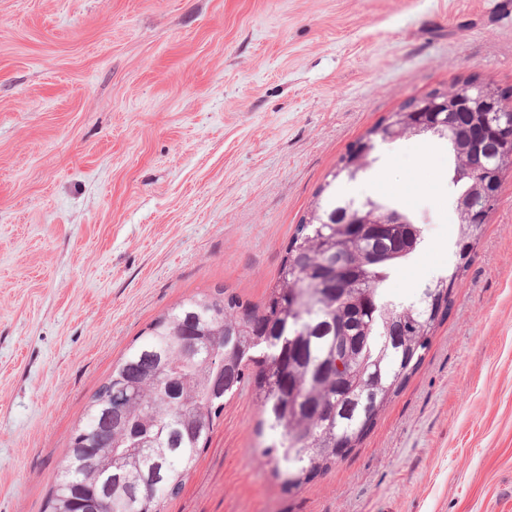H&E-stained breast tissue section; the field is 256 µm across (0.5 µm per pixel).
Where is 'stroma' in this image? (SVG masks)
<instances>
[{
    "instance_id": "1",
    "label": "stroma",
    "mask_w": 512,
    "mask_h": 512,
    "mask_svg": "<svg viewBox=\"0 0 512 512\" xmlns=\"http://www.w3.org/2000/svg\"><path fill=\"white\" fill-rule=\"evenodd\" d=\"M468 75L512 88L503 0H0V512H45L112 366L216 287L260 302L347 148ZM350 189L410 211L396 300L450 275L448 146ZM249 390L163 512H512V172L447 318L359 448L286 491Z\"/></svg>"
}]
</instances>
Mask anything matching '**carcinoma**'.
Here are the masks:
<instances>
[{
	"mask_svg": "<svg viewBox=\"0 0 512 512\" xmlns=\"http://www.w3.org/2000/svg\"><path fill=\"white\" fill-rule=\"evenodd\" d=\"M403 117L393 112L358 139L369 148L363 163L339 160L330 182L297 225L274 285L259 304L222 287L192 295L155 318L144 340L113 366L70 439L66 457L112 476V512H162L177 496L185 475L207 448L223 411L224 397L249 387L267 428L277 439L263 456L276 465L291 490L325 474L348 456L373 427L424 359L435 329L445 319L452 288L472 261L479 232L456 214L458 262L448 277L428 283L413 302L388 297L386 284L398 265L420 247L423 236L410 215L393 204L364 202L340 185L363 175L376 161L377 145ZM495 113L458 112L456 138L444 139L452 158L456 197L472 180L460 171L465 142L497 183L512 170L502 145H477L475 128ZM357 213L398 215L416 229L414 246L352 274L339 264L358 241L389 250L388 242L358 236ZM202 344L193 359L178 362L181 342ZM112 401V423L101 410ZM92 486L86 471H62L49 493L47 512H67L72 484Z\"/></svg>",
	"mask_w": 512,
	"mask_h": 512,
	"instance_id": "carcinoma-1",
	"label": "carcinoma"
}]
</instances>
